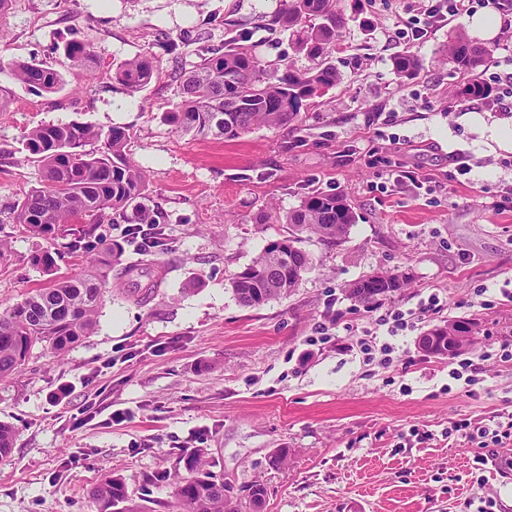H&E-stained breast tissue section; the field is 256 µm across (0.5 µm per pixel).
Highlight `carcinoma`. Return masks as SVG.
I'll return each mask as SVG.
<instances>
[{
    "instance_id": "carcinoma-1",
    "label": "carcinoma",
    "mask_w": 512,
    "mask_h": 512,
    "mask_svg": "<svg viewBox=\"0 0 512 512\" xmlns=\"http://www.w3.org/2000/svg\"><path fill=\"white\" fill-rule=\"evenodd\" d=\"M274 24L289 33L310 65L298 68L284 59L265 62L239 44L237 36L227 38L224 49L212 50L179 76V102L171 115L176 132L198 140H234L257 128H281L300 121L315 97L343 81L334 63L345 28L340 0H283ZM491 53L461 29L448 36L446 60L467 75L477 74ZM66 57L71 65L93 72L88 43H68ZM392 65L406 80L421 69L420 59L409 51L396 54ZM4 67L17 82L48 94L64 86L63 74L51 67L0 59V69ZM157 68L158 60L144 54L121 63L112 79L137 93L151 82ZM459 94L481 99L489 87L470 79ZM130 140L125 127L103 130L78 122L41 125L24 134L25 161L38 163L42 180L13 205L14 223L52 241L58 254L85 258L87 270L78 277H56L53 253L30 256L31 264L50 279L46 287L25 294L0 313V381L21 369L38 344L60 355L90 336L109 286L127 283L144 298L158 287L152 257L163 246L167 218L144 204L147 177L127 153ZM99 141L105 149L90 148ZM274 219L293 227L292 234L281 239L284 246L264 247L230 279L232 292L244 307L260 306L298 287L311 265L308 254L297 247L301 235L313 234L338 246L346 242L356 215L344 196L314 190L298 207ZM121 223L156 225L151 243H138L142 259L136 265L122 262L123 243L100 232L103 224ZM407 285L408 278L397 272L372 273L350 284L349 293L358 303L371 305ZM480 331L475 318L450 319L426 332L447 348L424 352L450 358L457 354L455 346L471 347ZM15 440V428L0 423V460L9 456ZM181 463L191 476L177 483L176 512H240L228 487L211 476L203 450L178 455L176 464ZM93 499L100 512H140L119 477L101 482Z\"/></svg>"
}]
</instances>
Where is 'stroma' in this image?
Returning a JSON list of instances; mask_svg holds the SVG:
<instances>
[{"label": "stroma", "mask_w": 512, "mask_h": 512, "mask_svg": "<svg viewBox=\"0 0 512 512\" xmlns=\"http://www.w3.org/2000/svg\"><path fill=\"white\" fill-rule=\"evenodd\" d=\"M408 3L342 0L343 82L304 112L301 130L258 128L225 141L175 133L176 75L228 31L247 33L263 60L308 66L286 33L267 27L280 0H12L0 17V57L60 70L65 86L42 94L0 72L12 98L0 111V239L11 250L0 264V312L49 281L29 261L47 241L9 214L41 179L37 164L20 161L25 131L129 128L146 203L169 222L159 288L141 301L111 289L91 336L62 356L34 349L0 383V422L19 429L0 461V512H96L92 491L114 475L145 512H170L174 482L155 476L192 448L206 449L233 492L262 484L260 512H464L483 497L512 512V474L492 459L473 479L479 449L452 432L460 420L483 425L512 412V362L490 356L512 340V299L501 294L512 280V202L498 196L512 181L502 165L512 145L491 137L492 127L512 126V112L458 96L464 77L444 46L459 19L411 43L422 69L399 79L389 36ZM75 39L91 45L93 73L69 67L64 48ZM149 53L161 70L142 92L112 81L117 65ZM379 112L395 113L394 123L381 126ZM394 138L434 193L370 191L380 172L363 157ZM456 150L476 162L462 181L448 178ZM317 188L353 207L348 241L302 236L312 267L299 287L241 306L230 278L290 231L266 215ZM386 271L406 274L408 286L370 306L349 296L350 283ZM433 293L440 308L418 315ZM391 307L415 313L394 336L377 323ZM464 315L482 325L468 353L481 366L471 388L418 344L429 327ZM366 336L391 346L390 363L367 358ZM281 448L288 463L272 466Z\"/></svg>", "instance_id": "35a3bbf8"}]
</instances>
